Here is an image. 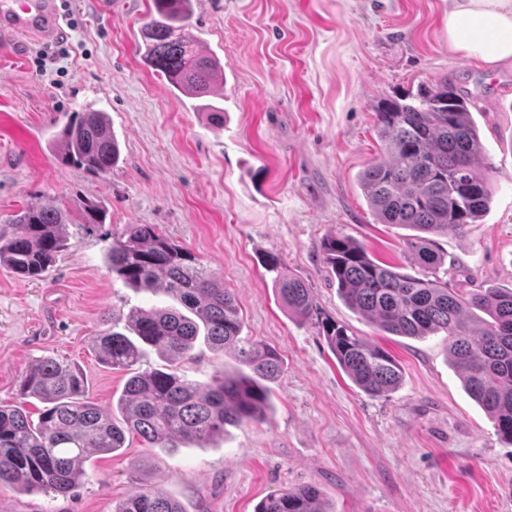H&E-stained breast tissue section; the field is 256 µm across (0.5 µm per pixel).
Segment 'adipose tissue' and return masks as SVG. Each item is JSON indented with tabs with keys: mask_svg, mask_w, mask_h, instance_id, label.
<instances>
[{
	"mask_svg": "<svg viewBox=\"0 0 512 512\" xmlns=\"http://www.w3.org/2000/svg\"><path fill=\"white\" fill-rule=\"evenodd\" d=\"M448 45L494 68L512 64V0H448Z\"/></svg>",
	"mask_w": 512,
	"mask_h": 512,
	"instance_id": "obj_1",
	"label": "adipose tissue"
}]
</instances>
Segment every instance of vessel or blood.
Instances as JSON below:
<instances>
[{"instance_id":"1","label":"vessel or blood","mask_w":512,"mask_h":512,"mask_svg":"<svg viewBox=\"0 0 512 512\" xmlns=\"http://www.w3.org/2000/svg\"><path fill=\"white\" fill-rule=\"evenodd\" d=\"M1 31L54 43L62 32L60 0H0Z\"/></svg>"}]
</instances>
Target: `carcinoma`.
Masks as SVG:
<instances>
[{
	"mask_svg": "<svg viewBox=\"0 0 512 512\" xmlns=\"http://www.w3.org/2000/svg\"><path fill=\"white\" fill-rule=\"evenodd\" d=\"M140 30L143 63L175 90L204 99L214 95L223 67L197 49L190 32L192 0H151ZM470 99L444 79L415 93L385 98L375 108L376 130L387 159L360 173L364 195L382 224L410 228L404 251L420 275L401 273L369 257L357 242H323L325 263L344 303L394 336L426 337L444 332L448 354L461 370L467 393L512 441V288H448L438 276L444 256L434 237L458 233L481 220L491 190L478 167L482 143ZM54 156L97 175L116 163L120 147L108 113L74 112L55 137ZM106 210L82 203L78 222L99 226ZM69 214L55 198L19 210L0 231V266L28 278L42 277L69 247ZM112 274L144 292L164 291L175 307L137 309L127 332L94 337L101 361L133 372L117 401L121 421L89 396L83 373L60 357H46L23 374L21 398L43 407L38 420L20 406H0V484L25 493L67 496L76 490L91 459L124 448L134 434L150 448L169 451L182 441L202 445L224 437L229 427L259 424L270 408L266 382L283 370L269 345L242 335L233 292L218 284L191 250L173 243L154 224H132L112 236L106 253ZM276 291L288 310L303 318L316 312L307 284L283 273L268 258ZM323 329L336 360L362 392L382 397L402 380L399 363L380 346L343 325ZM234 354L239 368L217 371L205 383L175 364L193 358L197 343ZM169 362L140 370L145 351ZM113 512H184L181 504L149 488L121 500ZM255 512H328L319 487L305 484L268 493Z\"/></svg>",
	"mask_w": 512,
	"mask_h": 512,
	"instance_id": "cac0c4a2",
	"label": "carcinoma"
}]
</instances>
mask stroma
<instances>
[{
    "instance_id": "obj_1",
    "label": "stroma",
    "mask_w": 512,
    "mask_h": 512,
    "mask_svg": "<svg viewBox=\"0 0 512 512\" xmlns=\"http://www.w3.org/2000/svg\"><path fill=\"white\" fill-rule=\"evenodd\" d=\"M62 85L33 62L40 44L0 38V226L55 197L107 212L102 228L68 227L69 248L43 278L0 267V405L19 400L23 374L60 355L76 364L105 409L128 374L103 365L93 339L124 327L136 307L170 297L112 275L108 233L154 224L190 249L233 292L244 335L281 356L262 424L232 427L206 447L167 452L128 435L123 453L86 465L63 497L0 485V512H113L142 489L185 512H255L270 491L317 484L331 512H512V441L465 391L444 334L393 336L337 293L322 243L347 236L376 261L409 272L406 228L379 223L358 180L383 157L375 107L440 78L473 96L491 188L488 211L465 234L437 238L452 288L512 287V67L490 70L448 46V0H194L192 32L224 67L211 121L199 99L143 66L139 29L149 0H69ZM112 120L121 156L99 176L50 149L71 113ZM307 283L319 318L290 314L264 265ZM344 325L387 350L402 383L372 398L340 369L317 321Z\"/></svg>"
}]
</instances>
